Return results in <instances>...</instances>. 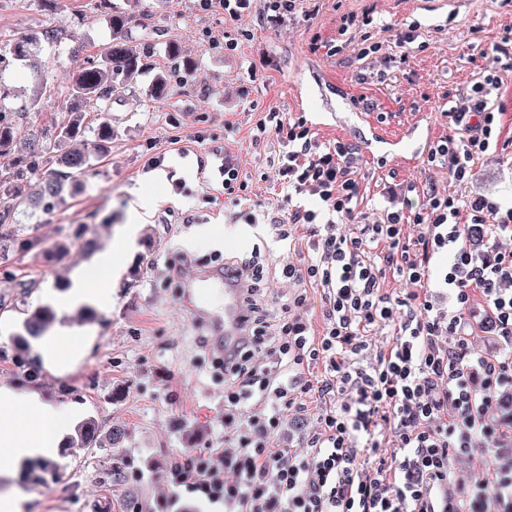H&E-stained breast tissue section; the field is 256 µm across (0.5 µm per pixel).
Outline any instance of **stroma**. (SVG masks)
Wrapping results in <instances>:
<instances>
[{
	"mask_svg": "<svg viewBox=\"0 0 512 512\" xmlns=\"http://www.w3.org/2000/svg\"><path fill=\"white\" fill-rule=\"evenodd\" d=\"M373 2V40L395 52L388 24L418 22L425 50L409 54L405 64L385 77L358 80L361 61L352 55L331 56L326 47L336 37L340 11L361 10ZM312 22L263 27L257 16L229 22L220 7L201 10L197 0H0V48L26 35L42 39L53 89L39 112L17 120L19 136L51 127L66 106L65 91L75 63L86 62L117 38L146 41V65L119 77L112 96V144L95 161L80 192L64 191L48 200L24 222L17 238L33 242L28 251H10L0 260V381L24 380L13 364L15 338L23 331L27 309L58 305L74 274L95 254L124 246L123 267L109 308L92 318L73 313L69 320L92 323L96 341L78 368L56 376L42 373L39 388L54 401L79 409L80 419L96 420L102 432L113 423L127 431L124 446L61 448L57 464L39 482L24 474L0 479V490L13 486L26 499L24 512H127L126 501H142L144 512H165L167 468L171 461L206 448L224 445V376L214 367L209 326L184 304L186 281L179 270L210 268L225 257L260 249L277 262L281 246L270 226L245 223L237 207L225 201L221 185H205L213 164L212 149L224 148L238 159L242 173L269 172L275 143L251 144L253 129L265 112L276 110L312 117L323 113L315 131L320 141L349 139L364 143L365 128L337 122L340 113L367 111L389 137L409 133L426 122L432 139L448 132L443 117L448 91L471 77L468 56L473 47L499 40L512 29V11L497 0H321ZM129 17L122 34L108 21L113 7ZM60 37L44 42L48 30ZM238 34L236 51L224 48L225 33ZM318 51H310L311 41ZM179 50L171 56L169 47ZM259 64L249 75L250 64ZM165 74L163 95L153 91ZM235 113L236 134L224 133L226 113ZM361 177L373 204L384 205L390 181L413 186L421 196L429 182L447 185L448 171L422 162L380 163L364 155ZM186 184L174 193V181ZM256 201L271 208L278 197L272 183L259 179ZM142 200L144 218L130 245H123L129 208ZM193 223H186V216ZM221 224L230 237L198 244L206 227ZM66 245L67 255L56 248ZM307 409L285 418L278 444L297 450L318 428L323 401L317 392L306 397ZM124 467L125 484L113 485V466Z\"/></svg>",
	"mask_w": 512,
	"mask_h": 512,
	"instance_id": "stroma-1",
	"label": "stroma"
}]
</instances>
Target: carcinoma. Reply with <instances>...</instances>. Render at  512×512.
<instances>
[{
  "mask_svg": "<svg viewBox=\"0 0 512 512\" xmlns=\"http://www.w3.org/2000/svg\"><path fill=\"white\" fill-rule=\"evenodd\" d=\"M38 39L21 37L9 45V54L29 67L35 77L32 93L23 104L20 116L39 109V102L52 86L45 64L40 59ZM145 44L122 40L100 48L89 64L76 67L73 82L66 93L64 115L50 129L25 141L17 140L15 126L0 115V244L16 242L11 225L19 223L17 215L26 208H37L46 200L59 196L65 188L77 189L94 159L102 157L112 142L111 100L116 80L145 65ZM89 112L96 121H86ZM55 310L48 304L27 310L24 330L27 336L44 334L55 321ZM101 446L98 427L87 420L77 429L76 447Z\"/></svg>",
  "mask_w": 512,
  "mask_h": 512,
  "instance_id": "1",
  "label": "carcinoma"
}]
</instances>
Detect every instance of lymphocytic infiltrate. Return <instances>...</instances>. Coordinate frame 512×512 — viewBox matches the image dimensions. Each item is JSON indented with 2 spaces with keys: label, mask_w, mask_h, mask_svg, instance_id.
Masks as SVG:
<instances>
[{
  "label": "lymphocytic infiltrate",
  "mask_w": 512,
  "mask_h": 512,
  "mask_svg": "<svg viewBox=\"0 0 512 512\" xmlns=\"http://www.w3.org/2000/svg\"><path fill=\"white\" fill-rule=\"evenodd\" d=\"M219 5L229 21L258 13L266 27L314 18L318 0H200ZM373 8L342 14V41L331 54L353 50L374 67L396 55L383 52L367 31ZM472 79L448 91V133L432 142L427 166L448 170L449 182L473 184L458 196L431 185L421 200L390 192L389 205L365 207L356 145L319 142L306 119L270 111L259 119L253 145L277 142L273 161L286 216L269 215L277 237L292 244L300 226L323 225L315 256L305 267L281 261L282 277L321 288L322 331L304 320L305 293L281 306L269 327L261 283L267 267L260 253L225 259L228 274L247 282L243 299L246 334L225 348L216 365L224 375V418L239 420L237 450L215 465L202 453L173 461V502L181 492L224 512H512V206L496 193L495 175L479 177L477 163L492 161L507 146V74L512 36L504 35L473 59ZM417 229L406 238L405 225ZM449 252L441 274L446 303L429 300L430 261ZM396 273L401 296L383 293ZM481 299L484 314L467 312ZM392 330V343L369 366L354 358L376 328ZM500 338L501 350L474 354L475 331ZM322 365L318 382L302 379L303 366ZM317 391L326 406L320 428L304 452H284L277 441L285 412L300 410ZM393 434L398 452L381 448ZM470 463L468 480H456L451 462Z\"/></svg>",
  "instance_id": "lymphocytic-infiltrate-1"
}]
</instances>
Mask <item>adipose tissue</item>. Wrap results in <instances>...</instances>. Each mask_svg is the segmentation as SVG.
Listing matches in <instances>:
<instances>
[{"label": "adipose tissue", "mask_w": 512, "mask_h": 512, "mask_svg": "<svg viewBox=\"0 0 512 512\" xmlns=\"http://www.w3.org/2000/svg\"><path fill=\"white\" fill-rule=\"evenodd\" d=\"M121 268V250L99 254L77 274L74 288L62 298L64 311L83 303L111 306ZM95 339L94 327L63 321L37 339L31 357L42 369L64 375L77 367ZM74 419V407L48 401L36 385L0 383V478L13 477L35 457L56 460Z\"/></svg>", "instance_id": "ef3b65f1"}]
</instances>
